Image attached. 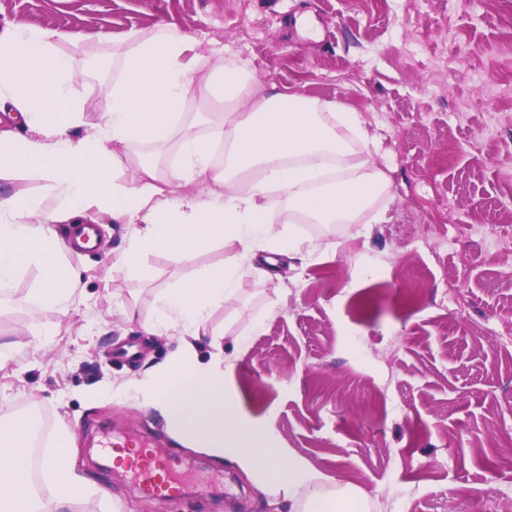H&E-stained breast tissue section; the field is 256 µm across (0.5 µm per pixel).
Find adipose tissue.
Returning a JSON list of instances; mask_svg holds the SVG:
<instances>
[{
  "label": "adipose tissue",
  "instance_id": "1",
  "mask_svg": "<svg viewBox=\"0 0 512 512\" xmlns=\"http://www.w3.org/2000/svg\"><path fill=\"white\" fill-rule=\"evenodd\" d=\"M48 29L0 30V112L14 119L0 130V169H19L42 180L40 193L19 190L0 197V302L20 271H42L34 299L55 312L70 298L73 279L64 247L51 224L95 207L134 225L126 257L139 270L147 249L179 264L215 242L240 251L218 266H203L157 297L146 332L181 329L179 353L168 365L127 385L164 419L184 446L232 461L265 496L274 512H372L360 488L338 485L306 461L278 447L264 425L239 416L224 390L223 334L212 330L209 359L193 337L234 297L242 267L276 275L275 255L296 258L300 241L268 220L270 190L283 194L288 213L312 224H352L389 184L355 147L376 145L357 112L297 93L258 94L254 78L223 58L205 62L186 33L172 24L150 35L129 34L112 60V89L90 132L73 136L85 111L75 99L76 74ZM222 79L225 109L212 113L206 133L189 119L187 106L206 98ZM178 140L174 161L159 170L138 157L132 178L122 160L134 146L163 147ZM33 432L24 415L0 420V512H44L29 472L26 450ZM73 446L68 429L55 435L44 478L63 512L86 488L64 460Z\"/></svg>",
  "mask_w": 512,
  "mask_h": 512
}]
</instances>
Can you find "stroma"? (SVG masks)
Returning a JSON list of instances; mask_svg holds the SVG:
<instances>
[{
  "mask_svg": "<svg viewBox=\"0 0 512 512\" xmlns=\"http://www.w3.org/2000/svg\"><path fill=\"white\" fill-rule=\"evenodd\" d=\"M173 23L199 54L224 53L259 92L355 109L380 141L390 178L354 224H310L270 208L310 254L280 279L243 272L208 322L224 332V384L242 416L375 512H512V0H0V27L63 33L88 122L110 93L111 61L130 31ZM91 251H66L72 299L48 313L25 268L0 304V417L67 427L89 479L70 512H269L231 463L183 448L141 401L112 389L174 355L178 331L146 334L161 289L228 260L214 245L181 264L125 261L128 224L88 213ZM370 258L371 275L361 272ZM196 341L207 356L210 336ZM245 352H238V344ZM142 437L187 474L183 499L143 497L104 453L113 434Z\"/></svg>",
  "mask_w": 512,
  "mask_h": 512,
  "instance_id": "35a3bbf8",
  "label": "stroma"
}]
</instances>
